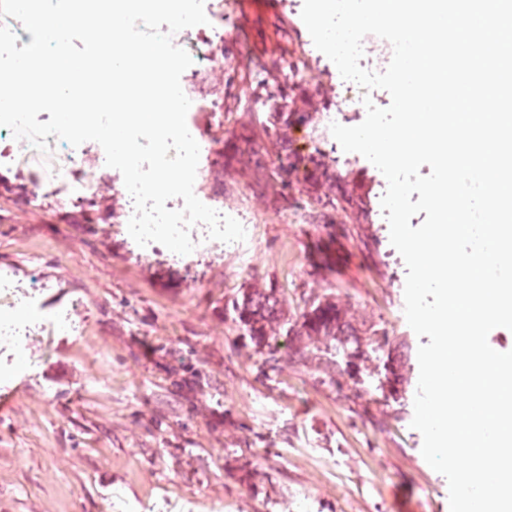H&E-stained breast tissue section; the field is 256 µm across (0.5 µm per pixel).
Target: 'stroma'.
<instances>
[{"label": "stroma", "mask_w": 512, "mask_h": 512, "mask_svg": "<svg viewBox=\"0 0 512 512\" xmlns=\"http://www.w3.org/2000/svg\"><path fill=\"white\" fill-rule=\"evenodd\" d=\"M205 0L223 8L215 48L223 73H197L187 92L203 102L237 97L250 106L216 120L187 117L207 138L201 192L248 214L251 255L215 248L187 262L165 247L144 251L123 224L111 189L118 170L89 160L103 187L92 208L26 199L33 161L0 162V270L13 280L12 311L34 329L20 345L0 343V512H449L448 483L421 454L412 428L419 337L404 314L406 265L391 245L380 200L382 173L362 155H329L324 111L336 108L334 64L300 17L303 0ZM306 54L312 76L240 84L235 73ZM287 96L309 122L273 145L254 109L276 111ZM245 137L225 165L219 140ZM313 157L324 175L290 196L255 187L254 163L284 150ZM314 194L346 196L347 212L289 210ZM332 237L335 274L313 267L312 241ZM275 289L278 318L267 357L224 309L240 289ZM35 292L37 307L23 302ZM329 297L351 331L385 333L366 347L351 375L287 335L301 293ZM79 331L52 318L74 301ZM402 382L390 387V372Z\"/></svg>", "instance_id": "stroma-1"}]
</instances>
